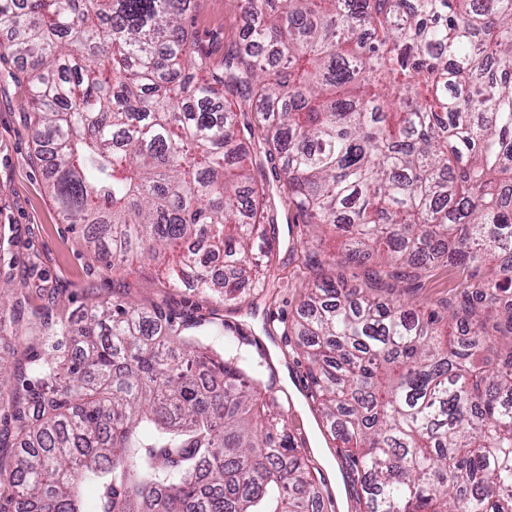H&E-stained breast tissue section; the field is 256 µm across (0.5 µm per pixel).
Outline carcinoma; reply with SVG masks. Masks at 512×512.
I'll return each instance as SVG.
<instances>
[{"instance_id":"cac0c4a2","label":"carcinoma","mask_w":512,"mask_h":512,"mask_svg":"<svg viewBox=\"0 0 512 512\" xmlns=\"http://www.w3.org/2000/svg\"><path fill=\"white\" fill-rule=\"evenodd\" d=\"M194 2L0 0L61 214L107 270L254 286L274 218L229 99L245 87L308 244L331 229L364 269V288L314 281L294 324L360 512H512V0H245L219 65ZM489 256L432 306L379 295ZM10 292L0 335L28 303ZM187 328L109 300L36 323L0 397V512H331L261 371Z\"/></svg>"}]
</instances>
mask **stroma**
Segmentation results:
<instances>
[{"mask_svg": "<svg viewBox=\"0 0 512 512\" xmlns=\"http://www.w3.org/2000/svg\"><path fill=\"white\" fill-rule=\"evenodd\" d=\"M241 0H197L193 27L213 61L223 60L233 42H245ZM23 61L0 60V225L9 229L15 277L33 275L43 287L31 299L32 308L54 318L68 317L75 309L103 299L123 300L144 309L161 307L195 320L196 334L221 349L247 355L266 369V382L284 405L289 429L306 439L305 450L316 461L317 479L333 490L336 512H356L355 491L346 466L331 437L321 431L319 416L307 399L308 364L290 346L288 326L305 300V290L316 276L327 279L344 274L361 277L358 267L316 268L301 245L307 229L296 215L283 185L280 159L269 156L266 128L238 96L241 121L252 130L250 150L255 175L269 192L267 201L274 223L262 228L266 245L259 259L264 290L247 291L236 300L220 303L190 288L168 286L159 269L133 263L104 272L87 251L80 232L71 230L46 187L47 171L32 159L29 115L32 111ZM461 269L435 266L426 277L404 281L403 287L419 302L430 304L453 293L463 279Z\"/></svg>", "mask_w": 512, "mask_h": 512, "instance_id": "stroma-1", "label": "stroma"}]
</instances>
